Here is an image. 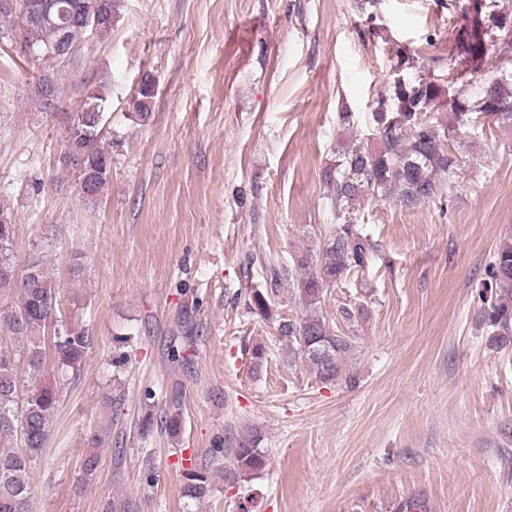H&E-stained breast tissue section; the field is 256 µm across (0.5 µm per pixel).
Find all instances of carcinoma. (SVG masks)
<instances>
[{"label": "carcinoma", "instance_id": "1", "mask_svg": "<svg viewBox=\"0 0 512 512\" xmlns=\"http://www.w3.org/2000/svg\"><path fill=\"white\" fill-rule=\"evenodd\" d=\"M95 0H49L50 18L28 23L11 9H0V20L11 23L21 42L30 44L35 58L44 64L45 73L34 85L41 108L48 110L45 86L60 91L59 70L68 59L60 53L65 44L77 47L90 31L83 16ZM460 25L453 28L450 57L461 66L456 80L460 85L446 89L421 78L407 83L394 82L390 94L381 98L372 112L380 146L350 145L336 164L323 169L321 179L331 190V205L336 229L322 248L300 252L290 267L269 265L267 288H249L244 294L248 312L264 318L273 316V296L282 282L296 286V295L306 313L298 319L279 323L280 336L288 341V363L301 360L321 382L339 380L342 364L354 349L351 326L363 315L345 304L340 315L348 330L334 331L318 312L324 292L365 271L378 244L364 232L353 205L364 195L395 198L404 207H414L444 196L446 187L439 176L454 174L450 139L458 130L489 120L512 126V75L486 83L479 95L465 90L466 76L476 73L489 47L497 38L512 35V17L500 16L496 0H467L461 9ZM155 98L153 84L142 83L133 101L134 117L144 121L151 116ZM105 103L92 94L68 117L63 150L57 168L64 176L81 180L87 169L97 176L93 186L82 195L97 202L112 178V145L99 141ZM449 107L447 130L425 120L423 114L435 107ZM16 224L0 223V302L15 299V305L0 310V322L10 339L22 345L16 352L0 346V512H33L31 507L32 464L42 456L49 443L51 416L58 407L59 390L46 381L47 351L53 352L54 381L80 375L81 366L94 343V336L83 327H64L54 323L58 287L42 257L28 261L19 273L13 251ZM485 306L480 321L493 329L494 341L505 345L512 341V230L505 233L487 271ZM54 326L51 340L46 330ZM26 360L29 385L20 399L18 358ZM159 423L172 438L182 428L181 395L169 398V410ZM21 446H12L14 440ZM240 469L258 472L265 468L266 455L252 435L240 437L235 448ZM185 496L200 499L210 491L209 473L193 463L181 470Z\"/></svg>", "mask_w": 512, "mask_h": 512}]
</instances>
